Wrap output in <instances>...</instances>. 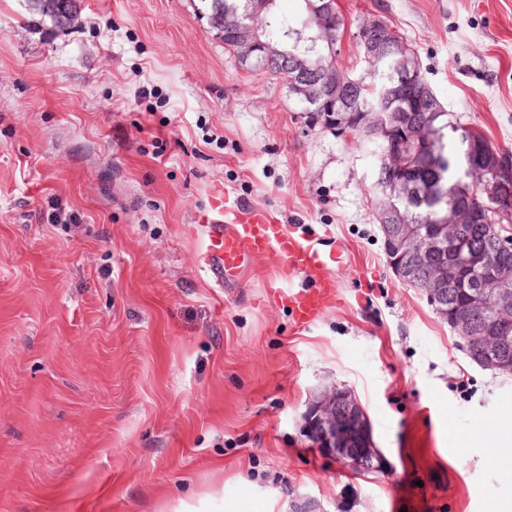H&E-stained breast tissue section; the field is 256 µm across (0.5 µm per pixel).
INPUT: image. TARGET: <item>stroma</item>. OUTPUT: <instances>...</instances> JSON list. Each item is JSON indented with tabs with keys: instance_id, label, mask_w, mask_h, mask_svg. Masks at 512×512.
Segmentation results:
<instances>
[{
	"instance_id": "35a3bbf8",
	"label": "stroma",
	"mask_w": 512,
	"mask_h": 512,
	"mask_svg": "<svg viewBox=\"0 0 512 512\" xmlns=\"http://www.w3.org/2000/svg\"><path fill=\"white\" fill-rule=\"evenodd\" d=\"M337 3L339 71L362 74L354 35L383 21L452 119L512 152V0ZM79 4L60 32L0 0V512H512V377L394 276L377 157L242 69L201 0ZM224 189L348 245L306 330L267 294L277 256L230 294L202 277L193 218ZM334 384L381 469L307 437Z\"/></svg>"
}]
</instances>
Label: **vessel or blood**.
<instances>
[{
	"instance_id": "obj_1",
	"label": "vessel or blood",
	"mask_w": 512,
	"mask_h": 512,
	"mask_svg": "<svg viewBox=\"0 0 512 512\" xmlns=\"http://www.w3.org/2000/svg\"><path fill=\"white\" fill-rule=\"evenodd\" d=\"M194 221L203 229L199 269L213 287H238L239 274L250 259L273 254L280 265L270 295L288 307L294 328L310 327L339 303L341 289L333 270L347 260L344 242L326 246L266 212L246 208L228 191L213 197L208 209L195 213ZM298 275L306 276V283L290 287Z\"/></svg>"
}]
</instances>
